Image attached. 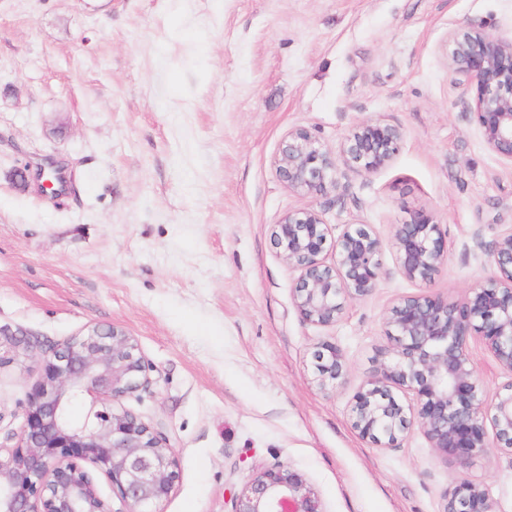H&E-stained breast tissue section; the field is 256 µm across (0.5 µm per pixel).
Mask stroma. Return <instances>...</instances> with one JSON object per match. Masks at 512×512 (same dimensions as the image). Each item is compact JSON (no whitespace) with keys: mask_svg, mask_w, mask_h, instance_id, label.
<instances>
[{"mask_svg":"<svg viewBox=\"0 0 512 512\" xmlns=\"http://www.w3.org/2000/svg\"><path fill=\"white\" fill-rule=\"evenodd\" d=\"M472 27L512 34V0H0V325L35 347L0 370V445L17 443L41 353L113 324L149 365L122 405L179 460L161 512H231L245 479L279 462L325 512H442L460 477L512 512V448L495 438L463 467L419 428L375 448L350 422L390 305L461 299L512 226V163L461 114L476 90L446 63L449 33ZM367 119L403 132L375 173L339 168L335 190L310 197L271 165L289 129L333 150ZM51 161L57 197L18 185L16 169ZM310 205L331 236L368 224L386 244L378 288L329 327L300 318L298 273L271 236ZM419 211L447 253L427 285L389 246ZM324 342L347 368L328 393L311 357ZM469 353L487 397L512 383L482 342Z\"/></svg>","mask_w":512,"mask_h":512,"instance_id":"35a3bbf8","label":"stroma"}]
</instances>
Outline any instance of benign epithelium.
Returning a JSON list of instances; mask_svg holds the SVG:
<instances>
[{"label":"benign epithelium","mask_w":512,"mask_h":512,"mask_svg":"<svg viewBox=\"0 0 512 512\" xmlns=\"http://www.w3.org/2000/svg\"><path fill=\"white\" fill-rule=\"evenodd\" d=\"M448 72L476 87L474 103L459 105L490 151L512 163V37L470 28L448 36ZM400 127L356 123L336 151L308 129L288 130L272 158L292 191L322 196L336 187L339 166L372 173L399 150ZM441 224L417 214L398 224L393 253L398 272L420 283L445 264ZM279 256L298 272L296 310L306 323L328 327L346 304L370 295L383 275L382 244L367 224H348L333 238L322 212L308 206L285 213L273 228ZM487 258L494 275L457 301L404 296L384 318L388 359L353 395L352 426L378 448H393L416 425L429 447L465 465L486 447V425L512 447V384L486 399L470 358L479 339L497 365L512 372V227L493 242ZM32 349L28 333L0 326V369L17 366ZM322 390L345 379L336 346L313 352ZM138 341L115 326L91 325L42 357V373L23 407L17 445L0 448V512H112L93 473L116 487L125 512H159L178 478L176 453L123 399L149 383ZM415 399L401 404L393 389ZM82 404L81 418L71 407ZM443 512H494L486 489L461 478L444 494ZM232 512H324L301 474L281 462L254 472L232 498Z\"/></svg>","instance_id":"benign-epithelium-1"}]
</instances>
